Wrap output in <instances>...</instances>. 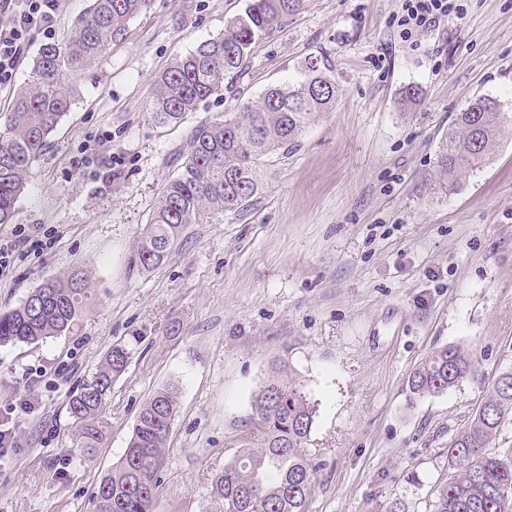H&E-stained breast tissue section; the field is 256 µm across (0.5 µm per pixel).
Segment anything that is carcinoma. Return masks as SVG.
I'll return each instance as SVG.
<instances>
[{
    "label": "carcinoma",
    "mask_w": 512,
    "mask_h": 512,
    "mask_svg": "<svg viewBox=\"0 0 512 512\" xmlns=\"http://www.w3.org/2000/svg\"><path fill=\"white\" fill-rule=\"evenodd\" d=\"M153 0H90L73 23L68 42L46 44L10 111L0 116V226L14 223L16 203L27 187L33 162L74 104L72 76L98 61L126 35L131 20ZM304 0H249L224 33L177 58L156 80L154 119L177 123L184 113L214 95L224 81L242 75L252 46L303 7ZM305 76L267 89L235 112L205 120L189 135V151L179 173L165 187L149 224L127 259L133 275L162 265L183 228L204 224L219 211L238 212L262 188L260 160L286 151L310 122L330 109L339 92L323 56L308 59ZM512 136V113L499 100L479 97L456 114L436 155L437 173L455 189L479 168L505 136ZM88 279L73 271L34 289L16 308L0 314V344H38L71 332L90 300ZM130 349L112 347L96 372L68 403L74 451L90 456L101 444L107 422L103 408L112 381L126 368ZM478 376L474 353L442 346L411 377L413 393L439 394ZM255 432L240 439L235 457L215 474L211 496L222 512H305L314 482L306 454L315 412L281 363L253 398ZM180 410L174 385L157 389L140 409L124 453L99 483L96 512H155L153 491L160 484L172 424ZM512 422V368L448 444V481L439 486L432 512H512V448L489 444Z\"/></svg>",
    "instance_id": "obj_1"
}]
</instances>
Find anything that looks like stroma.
<instances>
[{
    "mask_svg": "<svg viewBox=\"0 0 512 512\" xmlns=\"http://www.w3.org/2000/svg\"><path fill=\"white\" fill-rule=\"evenodd\" d=\"M247 0H154L89 70L32 165L0 277V312L44 281L83 270L91 299L73 333L0 346V512H93L102 477L142 405L177 384L156 512H220L209 489L253 426L251 401L287 358L315 411L306 512H431L450 440L512 368V138L457 190L436 153L457 112L492 96L512 110V0H462V18L417 41L394 23L402 0H306L257 42L245 72L180 122L150 110L157 77L223 33ZM88 0H63L50 41H66ZM36 35L24 82L46 41ZM326 57L334 106L289 152L265 158L243 211L187 225L156 270L128 256L201 121L235 111ZM415 100L405 101L406 87ZM132 351L104 408L91 458L73 455L70 397L116 344ZM459 344L476 379L416 395L410 374Z\"/></svg>",
    "mask_w": 512,
    "mask_h": 512,
    "instance_id": "35a3bbf8",
    "label": "stroma"
}]
</instances>
